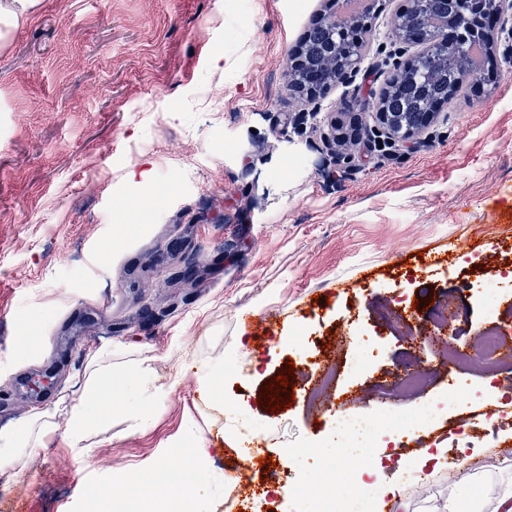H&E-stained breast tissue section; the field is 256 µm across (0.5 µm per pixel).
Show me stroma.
<instances>
[{
  "label": "stroma",
  "instance_id": "1",
  "mask_svg": "<svg viewBox=\"0 0 512 512\" xmlns=\"http://www.w3.org/2000/svg\"><path fill=\"white\" fill-rule=\"evenodd\" d=\"M403 5L380 0L359 70L314 98L289 90V58L333 0H38L0 23V430L37 411L56 427L0 469V512H90L113 471L150 459L186 474L193 451L173 441L189 419L217 472L241 466L260 492L324 486L346 512L359 474L336 454L338 419L428 403L434 423L374 449L376 481L404 487L408 512H493L488 486H512V385L448 353L481 347L487 280L512 341V40L495 38L483 91L463 88L418 143L379 147L377 93L417 51L391 30ZM334 120L372 141L363 160L329 140ZM144 167L147 186L131 178ZM441 303L436 344L385 317L429 329ZM245 311L257 336L239 351ZM103 349L168 393L143 426L116 411L73 447L75 391ZM217 357L237 374L220 400L198 379ZM289 361L295 402L268 412ZM412 361L427 382L398 395ZM253 428L272 468L235 451ZM439 446L430 479L404 471ZM473 451L495 466L449 485Z\"/></svg>",
  "mask_w": 512,
  "mask_h": 512
}]
</instances>
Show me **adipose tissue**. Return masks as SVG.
Segmentation results:
<instances>
[{"mask_svg": "<svg viewBox=\"0 0 512 512\" xmlns=\"http://www.w3.org/2000/svg\"><path fill=\"white\" fill-rule=\"evenodd\" d=\"M124 399V412L134 423H142L150 407L167 393L165 386L155 384L152 368L144 362L136 363L131 372H116L112 369V353L99 351L87 369L82 396L70 412L71 445L85 440L91 428L100 423L96 411L98 404L111 400L113 393ZM56 428L49 415L33 414L23 428L0 432V467L14 461L20 449L39 448L55 433ZM177 445L190 446L195 450L192 474L175 480L165 475L159 462L146 463L144 480H133L130 472L116 470L112 473L113 504L133 503L132 512H172V505H179V512H210L209 502L199 492L201 485L214 482L215 475L209 464L206 449L200 446L199 429L194 420H187L176 440ZM165 484L167 497H158L155 484Z\"/></svg>", "mask_w": 512, "mask_h": 512, "instance_id": "adipose-tissue-1", "label": "adipose tissue"}]
</instances>
